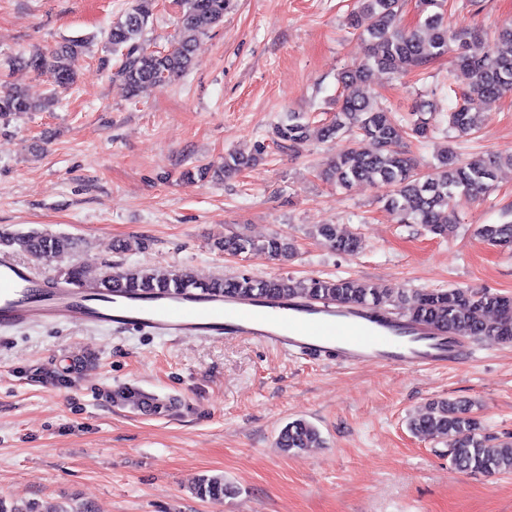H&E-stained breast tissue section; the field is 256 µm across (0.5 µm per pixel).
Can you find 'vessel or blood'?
<instances>
[{"label": "vessel or blood", "instance_id": "1", "mask_svg": "<svg viewBox=\"0 0 512 512\" xmlns=\"http://www.w3.org/2000/svg\"><path fill=\"white\" fill-rule=\"evenodd\" d=\"M397 322L392 315L382 318L332 301H243L221 294L136 297L118 286L96 296L0 254V329L64 323L137 327L170 337L239 336L301 356L405 369L445 366L470 356L465 341L446 330L413 326L400 335L394 330Z\"/></svg>", "mask_w": 512, "mask_h": 512}]
</instances>
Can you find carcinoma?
<instances>
[{"label": "carcinoma", "mask_w": 512, "mask_h": 512, "mask_svg": "<svg viewBox=\"0 0 512 512\" xmlns=\"http://www.w3.org/2000/svg\"><path fill=\"white\" fill-rule=\"evenodd\" d=\"M446 0H419L418 18L414 25L402 24L405 0H356V8L348 15L350 27L360 31L366 43L364 58L344 69L339 82L351 89L343 97L332 119L324 124L321 136L326 139L347 138L348 144L331 161L325 172L327 179L340 188L360 181H380L394 186L395 192L384 209L399 224H422L432 234L448 236L457 223L452 202L457 193L480 197L489 192L496 170L506 162L512 165V154L487 158H461L448 149L437 158L426 173L416 172V160L406 148V140L422 143L438 130L433 104L421 100L414 104L408 117L396 119L388 108L375 103L368 91L376 72L406 74L424 68L452 53L453 74L462 84L461 96L448 113V126L457 136L469 135L478 124L484 105L512 91V26L499 28L497 47L486 44L483 31L476 28H453L448 25ZM230 0H180L182 36L168 50H154L146 44L144 33L152 17L151 0H132L124 17L112 22L108 31L109 51L119 55L113 76L137 97L150 87H162L183 76L194 63L197 38L207 29L224 21ZM86 47L84 39H70L49 53L35 52L14 58L37 72H47L59 89L70 88L76 80L73 59ZM59 96L53 92L41 102L32 101L22 89L4 86L0 91V119L23 112H43L54 107ZM309 118L303 112H290L275 126L278 140L291 148L301 146L309 135ZM255 155L232 152L220 167H200L185 177L219 179L251 167ZM316 234L333 250L354 254L361 241L353 233H345L332 224H323ZM479 237L499 247H512V223L483 224ZM19 246L35 259H61L75 249L73 238L51 235L38 230L25 233H0V252ZM215 248L228 256L265 254L288 262L296 258L293 241L273 236L264 241L231 231ZM59 280L82 288L89 273L80 265L69 264L59 270ZM119 283L137 296L152 294L224 293L246 299L290 298L299 296L310 302L336 301L353 307L390 313L403 308L402 317L418 324L434 325L462 338L491 336L512 341V296L477 289L445 288L422 290L406 295L399 287L379 288L356 278L311 277L294 281L286 277H255L241 273L200 281L186 271L161 272L141 266H128L111 272L107 269L94 277L96 286L108 289ZM468 400L445 399L432 403L426 414L408 422L417 436L435 435L446 439L448 456L461 472L487 474L512 473V439L494 440L481 435L480 425L472 415ZM318 429L298 419L279 433L277 444L290 453L320 445ZM235 493L224 477L203 478L196 494L201 498L220 500ZM0 512H77L74 508L42 510L37 503L22 507L7 506L0 500Z\"/></svg>", "instance_id": "cac0c4a2"}]
</instances>
